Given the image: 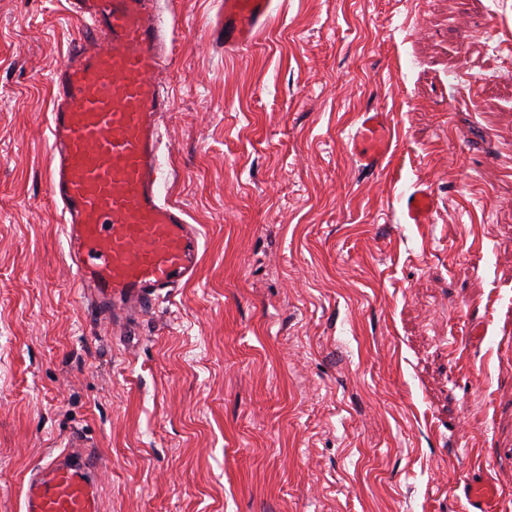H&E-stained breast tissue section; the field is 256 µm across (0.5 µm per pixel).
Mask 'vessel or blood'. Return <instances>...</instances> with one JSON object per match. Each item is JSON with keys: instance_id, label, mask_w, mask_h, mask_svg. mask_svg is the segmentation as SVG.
I'll list each match as a JSON object with an SVG mask.
<instances>
[{"instance_id": "obj_1", "label": "vessel or blood", "mask_w": 512, "mask_h": 512, "mask_svg": "<svg viewBox=\"0 0 512 512\" xmlns=\"http://www.w3.org/2000/svg\"><path fill=\"white\" fill-rule=\"evenodd\" d=\"M81 24L50 76V193L61 207L76 282L97 321H120L154 306L196 275L200 240L185 210L163 199L158 173L159 117L171 100L157 81L166 70L158 0H68ZM271 0H224L214 26L225 47L249 48L270 20ZM365 167L382 164L390 128L380 112L363 115ZM430 189L407 206L428 223ZM85 436L68 437L25 481L23 512H101L99 463Z\"/></svg>"}]
</instances>
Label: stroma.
Segmentation results:
<instances>
[{
  "instance_id": "obj_1",
  "label": "stroma",
  "mask_w": 512,
  "mask_h": 512,
  "mask_svg": "<svg viewBox=\"0 0 512 512\" xmlns=\"http://www.w3.org/2000/svg\"><path fill=\"white\" fill-rule=\"evenodd\" d=\"M220 8L161 2L197 276L107 328L48 180L76 24L0 0V512L73 432L102 512H463L487 473L512 506V0H272L242 51ZM370 109L393 137L364 173ZM434 209V195L429 188L416 190L407 206V215L412 224L429 223Z\"/></svg>"
}]
</instances>
